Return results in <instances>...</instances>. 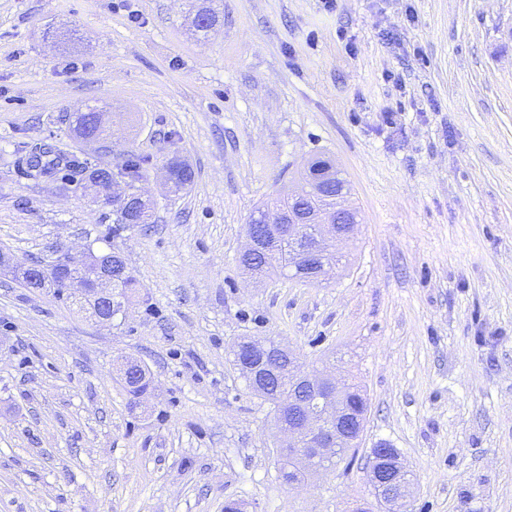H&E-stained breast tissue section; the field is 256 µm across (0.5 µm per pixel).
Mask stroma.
<instances>
[{
    "label": "stroma",
    "mask_w": 512,
    "mask_h": 512,
    "mask_svg": "<svg viewBox=\"0 0 512 512\" xmlns=\"http://www.w3.org/2000/svg\"><path fill=\"white\" fill-rule=\"evenodd\" d=\"M191 3L0 0V512H371L380 443L408 512H512V0H219L206 40ZM94 101L107 163L153 162V223L111 233L17 166L20 141L86 153L67 117ZM316 157L351 184L353 238L327 280L252 276L250 214ZM93 242L136 277L111 324L13 276ZM246 336L360 387L352 462L282 481L273 407L229 358ZM166 165L172 175V184L169 188L171 193L179 195L193 184L195 173L183 160L172 157L166 162Z\"/></svg>",
    "instance_id": "1"
}]
</instances>
